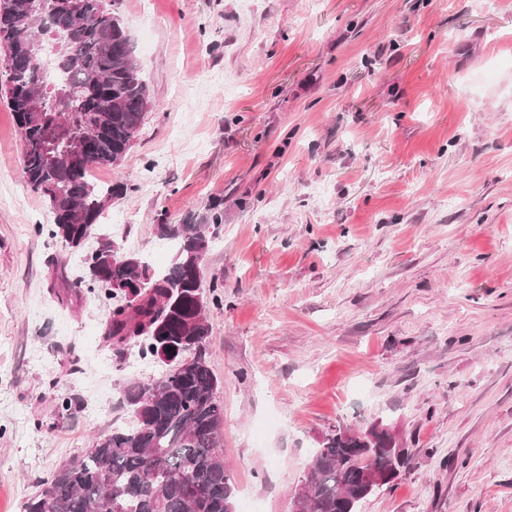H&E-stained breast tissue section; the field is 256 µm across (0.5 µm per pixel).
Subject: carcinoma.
<instances>
[{"label":"carcinoma","instance_id":"obj_1","mask_svg":"<svg viewBox=\"0 0 512 512\" xmlns=\"http://www.w3.org/2000/svg\"><path fill=\"white\" fill-rule=\"evenodd\" d=\"M56 2L39 13L31 0H0V42L7 48L3 94L21 136L26 181L53 213V223L37 231L74 249L97 239L85 258L87 276L74 286L98 290L113 302L106 339L118 355L132 343L140 359L159 363L162 371L155 381L126 388L134 424L100 433L92 448L54 470L23 512H111L115 499L124 512H237L233 473L219 452L221 382L206 360L212 328L208 314H199L217 301L203 295L200 274L221 215H213L209 233L204 224L160 225L176 241L177 260L167 270L120 252L101 233L99 220L121 187L98 185L88 173L123 158L150 99L115 11L117 0H76L71 12ZM46 40L61 45L64 63L58 81L41 85L37 44ZM36 95L50 109L63 100L72 107L69 133L51 147L41 126L27 120ZM82 140L88 151L79 171L63 161L48 164L47 152L63 158ZM409 461L408 452L392 453L386 435L368 444L358 433L338 429L313 451L306 512H359L367 498L393 486ZM367 469L391 478L372 486L363 476Z\"/></svg>","mask_w":512,"mask_h":512}]
</instances>
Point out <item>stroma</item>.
<instances>
[{
    "instance_id": "stroma-1",
    "label": "stroma",
    "mask_w": 512,
    "mask_h": 512,
    "mask_svg": "<svg viewBox=\"0 0 512 512\" xmlns=\"http://www.w3.org/2000/svg\"><path fill=\"white\" fill-rule=\"evenodd\" d=\"M149 110L102 224L153 268L204 257L236 501L289 512L333 430L390 424L409 470L361 512H512V0H120ZM23 175L0 98V512L134 420L108 300ZM81 408L58 418L64 398ZM55 423L47 432L37 421Z\"/></svg>"
}]
</instances>
